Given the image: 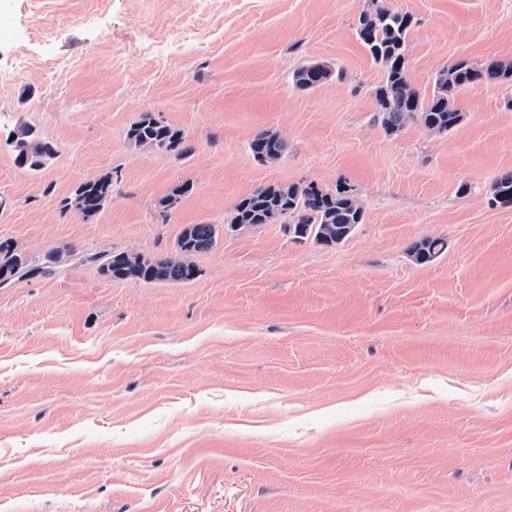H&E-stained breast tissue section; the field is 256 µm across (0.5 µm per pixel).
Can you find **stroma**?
Wrapping results in <instances>:
<instances>
[{"label":"stroma","instance_id":"35a3bbf8","mask_svg":"<svg viewBox=\"0 0 512 512\" xmlns=\"http://www.w3.org/2000/svg\"><path fill=\"white\" fill-rule=\"evenodd\" d=\"M408 77L512 61V0H382ZM371 0H0V242L51 272L0 288V512H512V86L461 124L385 132L354 27ZM341 70L312 90L294 72ZM188 154L138 150L144 114ZM49 141L37 171L6 138ZM279 131L287 153L248 144ZM112 179L84 217L64 201ZM193 186L176 207L160 201ZM344 184V242L223 234L193 280H112L86 254L174 255L268 184ZM442 237L416 264L408 246ZM288 146L282 135L275 130L266 129L255 134L249 143V151L256 159L263 154L269 159L277 160L287 151ZM491 203L503 208H512V172L497 177L491 186ZM79 200L78 212L83 216H93L99 213L112 199V180L110 177H100L81 183L66 200V206L73 207V202ZM447 247L446 239L442 237H429L413 243L409 247V254L419 265L433 262Z\"/></svg>","mask_w":512,"mask_h":512}]
</instances>
